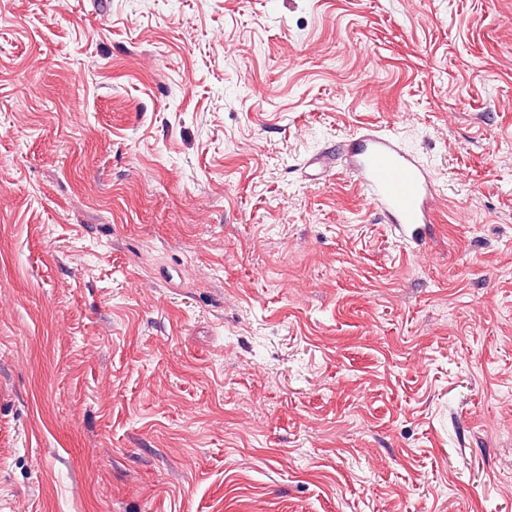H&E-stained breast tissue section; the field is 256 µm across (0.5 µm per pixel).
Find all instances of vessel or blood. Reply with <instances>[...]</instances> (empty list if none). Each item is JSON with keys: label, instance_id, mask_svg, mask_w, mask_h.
Here are the masks:
<instances>
[{"label": "vessel or blood", "instance_id": "b4317fda", "mask_svg": "<svg viewBox=\"0 0 512 512\" xmlns=\"http://www.w3.org/2000/svg\"><path fill=\"white\" fill-rule=\"evenodd\" d=\"M344 160L385 223L418 248L436 221L437 188L427 169L394 137L370 129L351 139Z\"/></svg>", "mask_w": 512, "mask_h": 512}]
</instances>
